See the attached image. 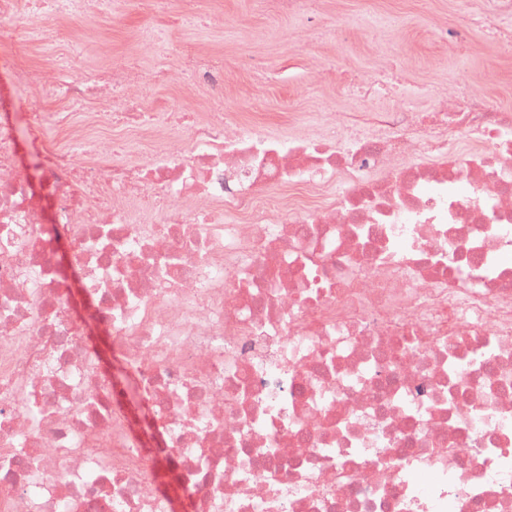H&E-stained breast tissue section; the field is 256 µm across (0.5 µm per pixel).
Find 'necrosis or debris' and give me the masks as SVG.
Here are the masks:
<instances>
[{
	"label": "necrosis or debris",
	"mask_w": 512,
	"mask_h": 512,
	"mask_svg": "<svg viewBox=\"0 0 512 512\" xmlns=\"http://www.w3.org/2000/svg\"><path fill=\"white\" fill-rule=\"evenodd\" d=\"M111 4L0 0L44 182L0 122V512H512V113L462 87L274 139L239 121L214 54L140 71L104 43L85 73L74 43L29 64L61 39L39 18ZM162 82L182 111L142 110ZM106 96L122 114L97 121L156 160L74 131ZM334 177L328 205L263 194ZM65 264L138 397L86 342ZM123 137L125 140V151L123 154L112 156L115 162H121L129 159H147L153 155L149 145L139 142L133 136L122 128H112V137Z\"/></svg>",
	"instance_id": "1"
}]
</instances>
